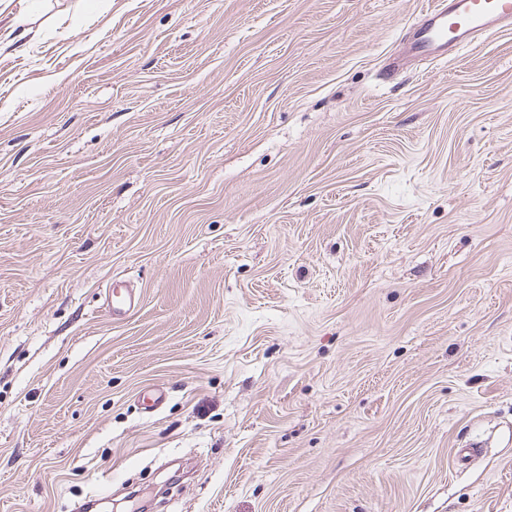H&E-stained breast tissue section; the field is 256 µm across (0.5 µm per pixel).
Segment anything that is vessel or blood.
Wrapping results in <instances>:
<instances>
[{"instance_id": "obj_1", "label": "vessel or blood", "mask_w": 512, "mask_h": 512, "mask_svg": "<svg viewBox=\"0 0 512 512\" xmlns=\"http://www.w3.org/2000/svg\"><path fill=\"white\" fill-rule=\"evenodd\" d=\"M512 23V0H443L424 9L413 36L389 65L398 71L422 60L445 59L482 33ZM112 316L126 315L136 304L133 290L109 288Z\"/></svg>"}]
</instances>
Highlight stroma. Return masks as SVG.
Segmentation results:
<instances>
[{
    "mask_svg": "<svg viewBox=\"0 0 512 512\" xmlns=\"http://www.w3.org/2000/svg\"><path fill=\"white\" fill-rule=\"evenodd\" d=\"M428 2L7 0L0 512H512V30L384 76ZM111 304L108 305L109 311L114 317L125 316L136 304V296L132 289L112 288L107 289Z\"/></svg>",
    "mask_w": 512,
    "mask_h": 512,
    "instance_id": "obj_1",
    "label": "stroma"
}]
</instances>
